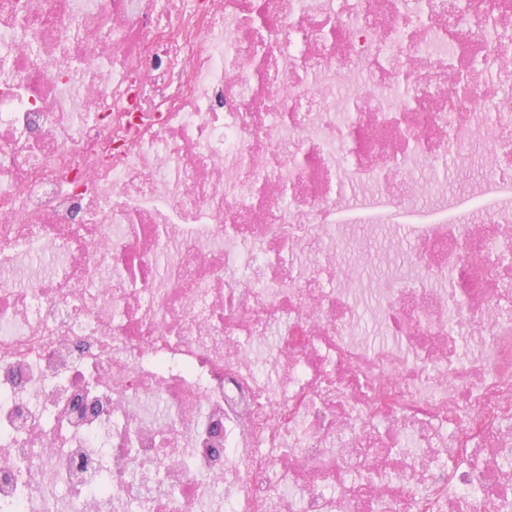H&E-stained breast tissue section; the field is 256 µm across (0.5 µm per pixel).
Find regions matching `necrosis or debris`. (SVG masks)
<instances>
[{"label":"necrosis or debris","instance_id":"1","mask_svg":"<svg viewBox=\"0 0 512 512\" xmlns=\"http://www.w3.org/2000/svg\"><path fill=\"white\" fill-rule=\"evenodd\" d=\"M500 2L0 0V512H512ZM464 153L471 155V165L468 171L463 175H455V180L453 183L454 190H457L460 187H469L472 182L480 179L489 172L485 167V149L482 145L464 148Z\"/></svg>","mask_w":512,"mask_h":512}]
</instances>
